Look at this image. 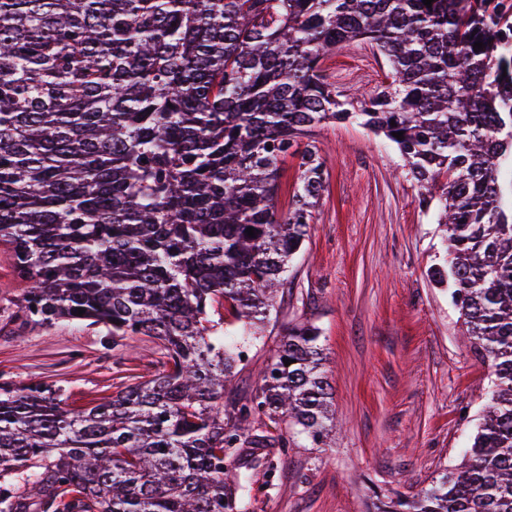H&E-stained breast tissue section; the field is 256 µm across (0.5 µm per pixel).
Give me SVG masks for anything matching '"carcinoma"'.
I'll return each instance as SVG.
<instances>
[{
	"label": "carcinoma",
	"instance_id": "obj_1",
	"mask_svg": "<svg viewBox=\"0 0 512 512\" xmlns=\"http://www.w3.org/2000/svg\"><path fill=\"white\" fill-rule=\"evenodd\" d=\"M357 40L390 82L341 100L321 60ZM353 119L436 203L449 260L432 279L497 378L455 471L380 512H512L508 0H0V245L23 288L18 329L103 325L162 355L151 379L76 411L48 384L0 386V512H241V468L273 477L290 426L321 441L333 409L315 325L288 327L228 419L224 390L319 202L324 162L302 139ZM221 307L239 331L220 333ZM298 163L297 157L288 156L282 164L280 189L276 199V206L279 212L286 213L288 211V206L291 203L292 195L296 188Z\"/></svg>",
	"mask_w": 512,
	"mask_h": 512
}]
</instances>
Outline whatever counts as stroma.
<instances>
[{"mask_svg":"<svg viewBox=\"0 0 512 512\" xmlns=\"http://www.w3.org/2000/svg\"><path fill=\"white\" fill-rule=\"evenodd\" d=\"M322 69L351 99L389 74L386 57L363 41L336 47ZM315 138L328 172L319 204L277 317L264 340L242 344L224 402L250 396L288 325L304 320L320 331L335 420L322 442L291 440L272 481L246 485V512H377L415 497L461 462L495 388L450 290L431 279L448 259L444 233L396 146L354 121ZM20 294L0 245V383L59 387L79 410L158 367L159 345L147 336L116 345L104 327L75 324L18 333Z\"/></svg>","mask_w":512,"mask_h":512,"instance_id":"stroma-1","label":"stroma"}]
</instances>
